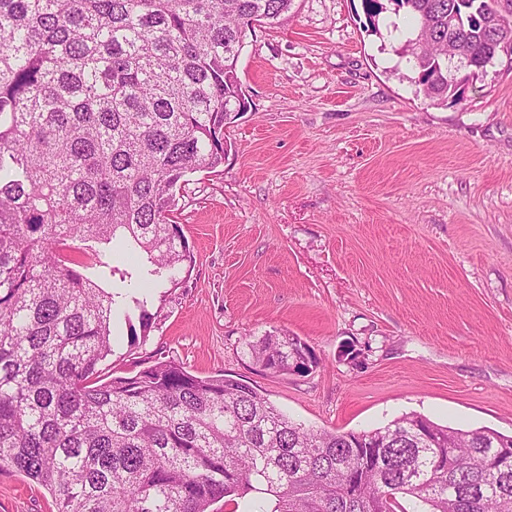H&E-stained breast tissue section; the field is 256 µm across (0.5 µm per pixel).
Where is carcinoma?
Returning <instances> with one entry per match:
<instances>
[{
    "mask_svg": "<svg viewBox=\"0 0 512 512\" xmlns=\"http://www.w3.org/2000/svg\"><path fill=\"white\" fill-rule=\"evenodd\" d=\"M293 0H0V470L57 512H512V437L414 413L370 430H314L242 378L158 358L107 371L113 328L146 333L149 293L177 288L193 251L170 219L184 178L224 164L245 30ZM434 105L464 0H390ZM475 50L512 39V15ZM77 252L82 259L62 255ZM137 308L139 327L131 324ZM262 371L316 364L296 336L248 343Z\"/></svg>",
    "mask_w": 512,
    "mask_h": 512,
    "instance_id": "obj_1",
    "label": "carcinoma"
}]
</instances>
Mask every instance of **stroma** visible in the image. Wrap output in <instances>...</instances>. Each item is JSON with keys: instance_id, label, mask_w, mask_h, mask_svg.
Returning <instances> with one entry per match:
<instances>
[{"instance_id": "stroma-1", "label": "stroma", "mask_w": 512, "mask_h": 512, "mask_svg": "<svg viewBox=\"0 0 512 512\" xmlns=\"http://www.w3.org/2000/svg\"><path fill=\"white\" fill-rule=\"evenodd\" d=\"M412 23L364 0H293L237 63L223 165L190 175L171 215L194 248L153 327L120 343L133 375L165 357L249 380L316 429L409 412L512 435V55L433 106L404 47ZM300 337L308 373L259 370L249 341ZM0 512H55L0 472Z\"/></svg>"}]
</instances>
